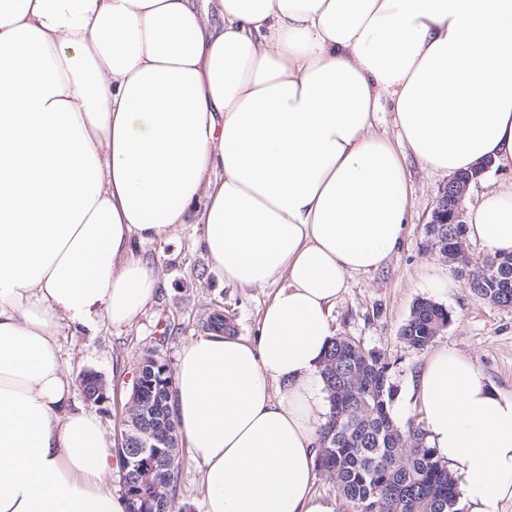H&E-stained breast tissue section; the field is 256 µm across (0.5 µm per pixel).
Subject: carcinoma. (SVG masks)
I'll list each match as a JSON object with an SVG mask.
<instances>
[{
	"mask_svg": "<svg viewBox=\"0 0 512 512\" xmlns=\"http://www.w3.org/2000/svg\"><path fill=\"white\" fill-rule=\"evenodd\" d=\"M480 299L512 306V254L455 265ZM449 323L442 305L415 302L402 327L407 347H428ZM390 366L346 336H335L321 369L330 411L320 430L319 467L353 512H462L457 479L428 447L423 423H400L392 410ZM130 508L156 498L152 486L125 484Z\"/></svg>",
	"mask_w": 512,
	"mask_h": 512,
	"instance_id": "carcinoma-1",
	"label": "carcinoma"
}]
</instances>
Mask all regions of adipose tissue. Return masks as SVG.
<instances>
[{"instance_id": "obj_1", "label": "adipose tissue", "mask_w": 512, "mask_h": 512, "mask_svg": "<svg viewBox=\"0 0 512 512\" xmlns=\"http://www.w3.org/2000/svg\"><path fill=\"white\" fill-rule=\"evenodd\" d=\"M213 3L219 27L196 0H0V512H126L59 338L131 325L159 286L135 243L192 220L226 282L277 287L255 340L177 361L205 512H334L313 490L328 311L400 242L401 150L512 170V0ZM467 235L512 252V188ZM412 390L468 512H500L512 395L445 347Z\"/></svg>"}]
</instances>
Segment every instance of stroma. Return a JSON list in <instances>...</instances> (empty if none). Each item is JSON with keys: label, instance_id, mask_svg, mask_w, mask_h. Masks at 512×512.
Here are the masks:
<instances>
[{"label": "stroma", "instance_id": "stroma-1", "mask_svg": "<svg viewBox=\"0 0 512 512\" xmlns=\"http://www.w3.org/2000/svg\"><path fill=\"white\" fill-rule=\"evenodd\" d=\"M403 164L408 179V214L401 242L375 273L356 275L329 312L334 335L347 336L363 348L380 353L391 365L393 411L399 420L420 413L411 390L413 377L429 355L408 348L400 338L414 303L428 298L445 307L451 322L433 341L476 358L494 386L512 394V306L504 307L476 297L451 266L426 246L425 226L448 175L429 169L412 155ZM204 227L183 224L167 239L139 247L161 279L156 302L127 328L100 327L96 332L61 337V358L70 377L93 370L106 384V398L96 405L111 438L122 429L133 375L146 354L175 365L184 344L206 335L209 319L222 315L236 336H256L263 307L275 291L239 288L210 272L201 247ZM448 281L444 291L431 286L432 276ZM178 506L205 512L201 475L188 449H181L175 488Z\"/></svg>", "mask_w": 512, "mask_h": 512}]
</instances>
